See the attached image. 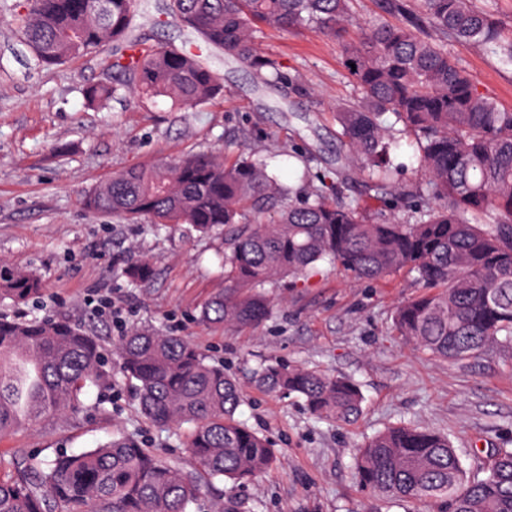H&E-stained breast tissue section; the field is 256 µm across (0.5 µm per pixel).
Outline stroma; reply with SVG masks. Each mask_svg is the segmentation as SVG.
Wrapping results in <instances>:
<instances>
[{"mask_svg": "<svg viewBox=\"0 0 512 512\" xmlns=\"http://www.w3.org/2000/svg\"><path fill=\"white\" fill-rule=\"evenodd\" d=\"M25 0H0V260L42 276L36 301L0 310L20 317L53 312L94 327L105 350L126 328L144 323L184 336L223 364L239 383L238 418L268 437L277 467L246 489V512H410L359 490L355 448L396 423L425 424L447 433L472 468L491 448L512 444V346L448 361L417 352L395 336L392 314L418 294L411 276L361 284L326 265L302 288L273 289L270 319L256 328L214 327L197 317L201 304L224 288L223 239L200 238L187 225L154 232L89 212L85 194L132 166L199 150L235 149L243 129L253 143L274 138L303 149L307 162L280 156L270 167L285 182L304 164L335 167L337 102L355 98L341 46L321 35L263 32L259 48L278 57L305 89L276 86L259 92L247 69L211 53L224 76V96L197 112H173L167 101L144 111L135 96L100 110L83 98L84 86L113 75V47L57 68L36 64L13 22ZM139 32L151 42L181 43L190 32L166 20L163 0H137ZM448 52L478 90L512 110V68L479 47L449 42ZM156 274L133 285L121 270L139 258ZM107 295L124 311V325L98 315L90 299ZM354 378L365 396L359 421L344 428L313 418L301 399L255 387L262 359ZM75 417L47 419L0 439V452L45 460L79 452L120 431L164 454L178 453L181 433L144 419L132 385L116 377L111 390H86Z\"/></svg>", "mask_w": 512, "mask_h": 512, "instance_id": "obj_1", "label": "stroma"}]
</instances>
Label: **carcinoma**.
<instances>
[{
  "instance_id": "obj_1",
  "label": "carcinoma",
  "mask_w": 512,
  "mask_h": 512,
  "mask_svg": "<svg viewBox=\"0 0 512 512\" xmlns=\"http://www.w3.org/2000/svg\"><path fill=\"white\" fill-rule=\"evenodd\" d=\"M136 0H29L18 21L44 67L116 46L110 82L87 85L86 101L105 109L125 93L143 107L166 98L172 112H196L224 96L223 77L204 51L243 63L264 85L291 81L261 51L256 33L311 30L338 41L358 97L336 105L338 140L366 199L343 200L346 173L308 169L302 185L268 170L276 144L235 152H196L126 169L84 198V206L153 230L186 224L224 237L228 284L201 308L212 326H255L273 309L269 289L306 283L326 263L350 278L386 281L406 273L423 292L400 304L393 328L431 356L463 360L512 343V110L473 85L448 54V41L473 44L512 67V36L473 0H378L379 17L357 41L352 0H166L165 14L190 28L193 42L150 45L131 35ZM395 124L387 122V116ZM415 143L421 180L392 158L396 136ZM400 204L402 221L385 208ZM123 276H155L144 258ZM42 279L0 262V302L38 297ZM120 374L140 414L161 427L189 426L181 458H166L132 435H118L45 464L34 454L0 455V512H192L217 483L235 494L211 505L242 512L239 492L272 470L277 451L238 417L242 393L224 368L184 336L150 325L130 328L115 348ZM257 384L303 400L311 415L354 422L364 397L351 378L277 359L254 369ZM100 337L66 317L22 319L0 312V437L46 418L76 414L89 387H110ZM355 479L387 501H426L437 512H512V448L491 449L469 474L447 435L393 425L356 448Z\"/></svg>"
}]
</instances>
